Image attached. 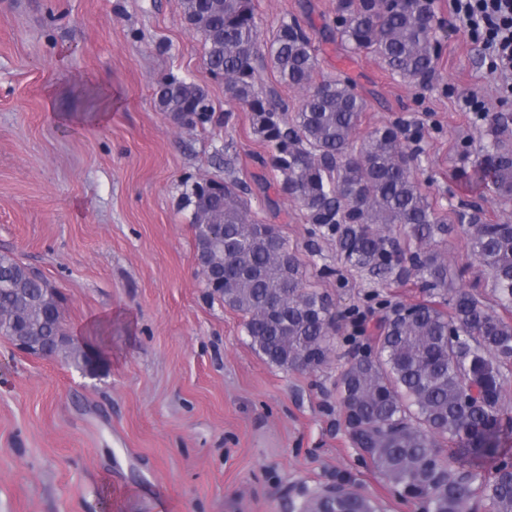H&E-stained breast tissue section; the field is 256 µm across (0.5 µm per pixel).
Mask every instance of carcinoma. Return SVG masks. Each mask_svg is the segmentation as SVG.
Here are the masks:
<instances>
[{
  "mask_svg": "<svg viewBox=\"0 0 512 512\" xmlns=\"http://www.w3.org/2000/svg\"><path fill=\"white\" fill-rule=\"evenodd\" d=\"M435 0H336L333 33L353 54L376 56L403 79L427 85L440 54ZM202 37L209 73L222 77L228 97L251 112L266 148L264 166L278 192L304 212L313 234L336 241L344 265L386 279L413 277L441 302H398L377 321L369 350L341 375L339 404L352 444L421 512H512V459L500 452L512 433L505 400L512 373V322L494 307L512 309V224L482 220L479 207L456 217L437 208L419 176L421 151L402 139V124L358 130L365 98L348 78L318 71L308 27L282 19L257 52L253 0H182ZM270 65L277 85L259 83ZM301 92L294 105L277 86ZM162 112L188 105L189 125H229L204 87L171 75L155 88ZM481 158L465 171L481 193L512 203V115L484 117ZM246 183L224 182L223 196H204L198 180L185 184L195 250L224 267V284L208 294L239 313L251 347L283 370L326 365L336 335V306L315 288L288 241L273 224L250 216ZM473 229L467 246L487 271L478 291L455 286L464 269L436 243L453 222ZM7 252H0V336L65 334L59 295ZM452 447L456 466L437 447ZM490 461L494 471L485 474ZM297 512H378L351 483L304 491Z\"/></svg>",
  "mask_w": 512,
  "mask_h": 512,
  "instance_id": "obj_1",
  "label": "carcinoma"
}]
</instances>
